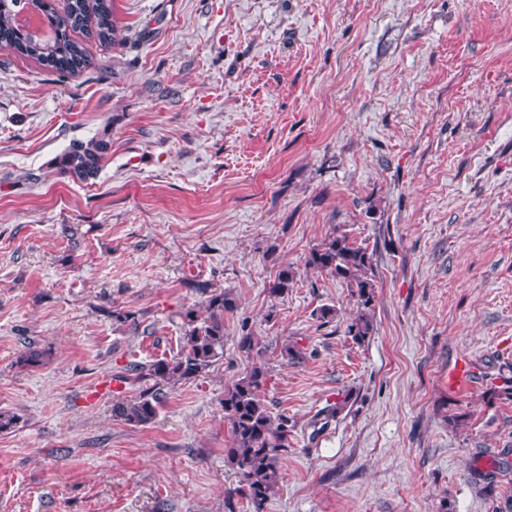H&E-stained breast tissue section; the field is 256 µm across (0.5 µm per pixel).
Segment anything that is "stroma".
Here are the masks:
<instances>
[{
  "label": "stroma",
  "mask_w": 512,
  "mask_h": 512,
  "mask_svg": "<svg viewBox=\"0 0 512 512\" xmlns=\"http://www.w3.org/2000/svg\"><path fill=\"white\" fill-rule=\"evenodd\" d=\"M113 11L96 69L0 49V512H252L221 406L246 334L288 419L264 512H512V0ZM104 134L96 179L59 174ZM336 232L372 258L361 344L349 288L306 265ZM207 287L238 302L223 358L117 420L126 366L176 354Z\"/></svg>",
  "instance_id": "1"
}]
</instances>
